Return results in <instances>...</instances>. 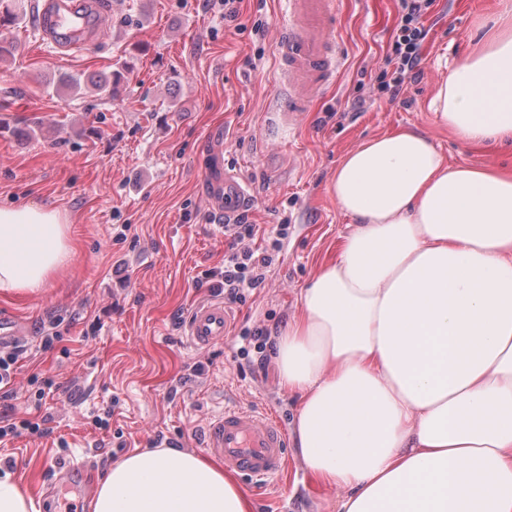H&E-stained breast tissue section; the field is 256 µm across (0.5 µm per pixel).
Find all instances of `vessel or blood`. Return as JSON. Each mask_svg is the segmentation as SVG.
Here are the masks:
<instances>
[{"instance_id":"1","label":"vessel or blood","mask_w":512,"mask_h":512,"mask_svg":"<svg viewBox=\"0 0 512 512\" xmlns=\"http://www.w3.org/2000/svg\"><path fill=\"white\" fill-rule=\"evenodd\" d=\"M288 18L276 39L280 79L285 97L278 114L294 121L307 104L333 83L345 58L335 36L336 0H285ZM39 34L43 42L66 53L102 35L107 17L98 0H40ZM211 164L200 182V195L209 212L231 222L249 198L248 186L224 169V134L213 131ZM230 329L223 299L199 302L184 325L191 346L203 350L223 341ZM206 451L220 458L226 469L252 481L278 478L288 468V437L267 412L228 407L212 418L204 434Z\"/></svg>"}]
</instances>
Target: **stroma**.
Listing matches in <instances>:
<instances>
[{"label":"stroma","instance_id":"1","mask_svg":"<svg viewBox=\"0 0 512 512\" xmlns=\"http://www.w3.org/2000/svg\"><path fill=\"white\" fill-rule=\"evenodd\" d=\"M0 28V204L38 202L73 219V255L34 294L0 291V313L23 323L26 356L0 414L49 416L48 435L0 442V468L50 512L65 470L97 482L126 452L156 442L201 449L207 421L227 406L268 410L291 428L298 406L278 382L274 332L301 310L324 261L338 257L351 217L330 191L341 159L401 128L426 135L452 165L512 169V145L469 144L429 108L440 81L479 43L512 0H435L421 62L396 99L379 89L398 22L397 0H339L336 36L347 67L296 124L278 122L275 31L283 0H242L235 20L217 0H107L106 32L62 55L42 44L32 13ZM120 75L115 95L71 92L67 75ZM224 130V166L253 186L244 215L276 241L265 279L229 305L222 343L200 352L175 321L210 297L196 287L224 264L216 218L197 186L207 134ZM130 225L125 242L114 236ZM286 236H278L279 225ZM128 281L115 285L112 268ZM59 320V341L40 346ZM203 364V375L190 367ZM53 380L41 395L44 380ZM109 417L108 429L96 420ZM254 512H337L339 490L303 469L288 449L283 478L241 480Z\"/></svg>","mask_w":512,"mask_h":512}]
</instances>
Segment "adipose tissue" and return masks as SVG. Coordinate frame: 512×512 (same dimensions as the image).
I'll list each match as a JSON object with an SVG mask.
<instances>
[{"instance_id": "adipose-tissue-1", "label": "adipose tissue", "mask_w": 512, "mask_h": 512, "mask_svg": "<svg viewBox=\"0 0 512 512\" xmlns=\"http://www.w3.org/2000/svg\"><path fill=\"white\" fill-rule=\"evenodd\" d=\"M430 107L463 141L512 140V22ZM331 192L354 224L275 337L303 467L344 490L338 512H512V171L449 165L402 129L347 153ZM69 231L60 209L0 207V291L43 288ZM89 508L253 512L219 462L177 448L128 453Z\"/></svg>"}]
</instances>
